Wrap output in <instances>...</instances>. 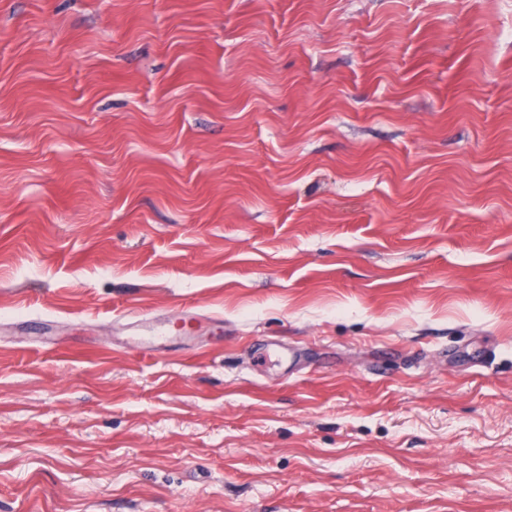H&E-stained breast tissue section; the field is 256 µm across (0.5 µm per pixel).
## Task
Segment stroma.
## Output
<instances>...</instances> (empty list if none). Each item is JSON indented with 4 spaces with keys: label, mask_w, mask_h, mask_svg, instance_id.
<instances>
[{
    "label": "stroma",
    "mask_w": 512,
    "mask_h": 512,
    "mask_svg": "<svg viewBox=\"0 0 512 512\" xmlns=\"http://www.w3.org/2000/svg\"><path fill=\"white\" fill-rule=\"evenodd\" d=\"M0 512H512V0H0Z\"/></svg>",
    "instance_id": "obj_1"
}]
</instances>
